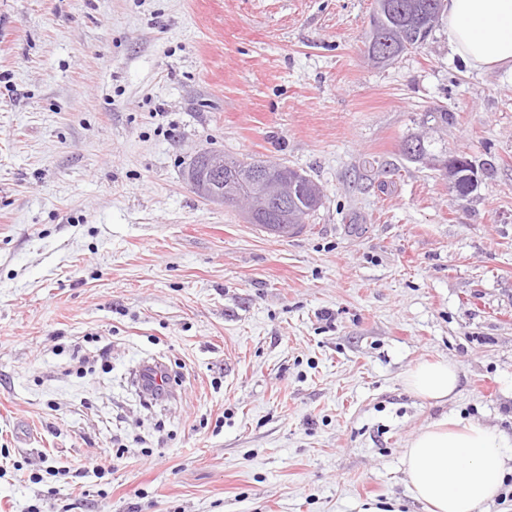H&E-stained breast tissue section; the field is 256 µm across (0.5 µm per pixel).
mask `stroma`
<instances>
[{
	"instance_id": "obj_1",
	"label": "stroma",
	"mask_w": 512,
	"mask_h": 512,
	"mask_svg": "<svg viewBox=\"0 0 512 512\" xmlns=\"http://www.w3.org/2000/svg\"><path fill=\"white\" fill-rule=\"evenodd\" d=\"M373 9L0 0V512H426L416 433L512 438V72L441 26L371 64ZM438 109L483 171L465 198L401 153ZM203 149L304 171L307 229L193 193ZM155 357L163 402L133 378ZM440 358L455 399L410 394Z\"/></svg>"
}]
</instances>
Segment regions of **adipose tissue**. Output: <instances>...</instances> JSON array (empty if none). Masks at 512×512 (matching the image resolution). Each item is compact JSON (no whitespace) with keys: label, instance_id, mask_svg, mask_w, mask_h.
Listing matches in <instances>:
<instances>
[{"label":"adipose tissue","instance_id":"1","mask_svg":"<svg viewBox=\"0 0 512 512\" xmlns=\"http://www.w3.org/2000/svg\"><path fill=\"white\" fill-rule=\"evenodd\" d=\"M444 27L455 56L475 70L512 69V0H445ZM459 371L448 360L425 361L406 374L417 397L445 403ZM404 468L410 495L429 512H482L512 472V439L477 421L442 417L408 443Z\"/></svg>","mask_w":512,"mask_h":512}]
</instances>
